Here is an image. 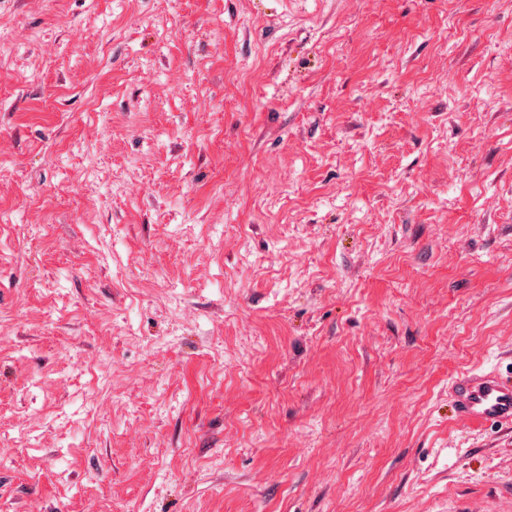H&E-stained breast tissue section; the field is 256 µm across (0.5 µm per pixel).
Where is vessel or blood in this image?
Instances as JSON below:
<instances>
[{"label":"vessel or blood","instance_id":"b4317fda","mask_svg":"<svg viewBox=\"0 0 512 512\" xmlns=\"http://www.w3.org/2000/svg\"><path fill=\"white\" fill-rule=\"evenodd\" d=\"M453 401L460 419L512 424V381L477 373L458 376Z\"/></svg>","mask_w":512,"mask_h":512}]
</instances>
